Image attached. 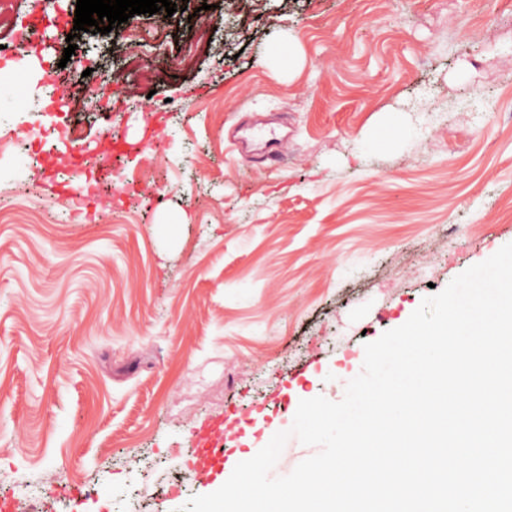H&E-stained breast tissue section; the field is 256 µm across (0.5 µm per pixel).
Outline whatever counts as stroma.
Segmentation results:
<instances>
[{"label": "stroma", "mask_w": 512, "mask_h": 512, "mask_svg": "<svg viewBox=\"0 0 512 512\" xmlns=\"http://www.w3.org/2000/svg\"><path fill=\"white\" fill-rule=\"evenodd\" d=\"M175 2L67 58L77 0H0V500L129 512L226 420L178 512L512 243V0ZM196 437L199 446L204 448L193 455L191 475L197 482L208 481L217 475L219 466L224 460L223 421L217 422L210 429L198 432Z\"/></svg>", "instance_id": "stroma-1"}]
</instances>
